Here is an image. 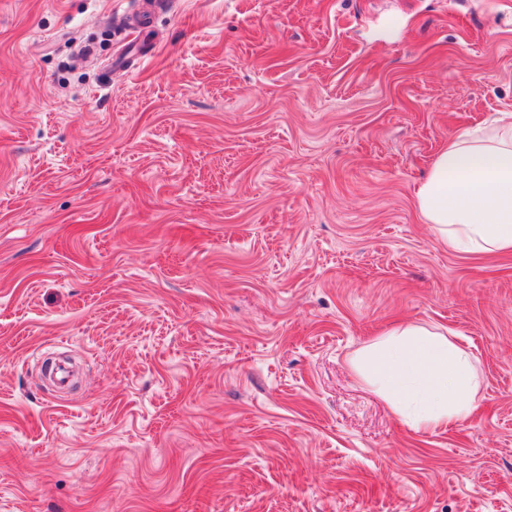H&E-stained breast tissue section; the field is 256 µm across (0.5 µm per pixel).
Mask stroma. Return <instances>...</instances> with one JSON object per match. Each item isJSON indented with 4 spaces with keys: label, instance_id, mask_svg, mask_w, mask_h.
Returning <instances> with one entry per match:
<instances>
[{
    "label": "stroma",
    "instance_id": "obj_1",
    "mask_svg": "<svg viewBox=\"0 0 512 512\" xmlns=\"http://www.w3.org/2000/svg\"><path fill=\"white\" fill-rule=\"evenodd\" d=\"M137 4L0 0V512H512V251L415 198L512 110V0ZM401 321L466 421L352 369ZM350 364L415 430L451 428L473 411L472 359L443 333L401 324L366 345Z\"/></svg>",
    "mask_w": 512,
    "mask_h": 512
}]
</instances>
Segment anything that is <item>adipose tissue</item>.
Returning a JSON list of instances; mask_svg holds the SVG:
<instances>
[{"label": "adipose tissue", "mask_w": 512, "mask_h": 512, "mask_svg": "<svg viewBox=\"0 0 512 512\" xmlns=\"http://www.w3.org/2000/svg\"><path fill=\"white\" fill-rule=\"evenodd\" d=\"M416 199L449 249L512 251V111L450 140ZM350 364L413 429L450 428L473 411L472 359L443 333L402 324L366 345Z\"/></svg>", "instance_id": "1"}]
</instances>
